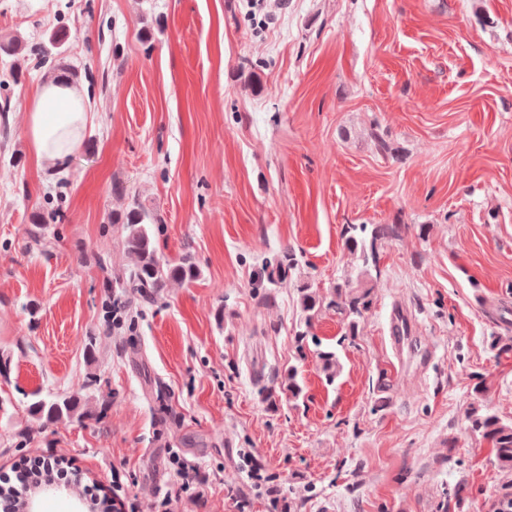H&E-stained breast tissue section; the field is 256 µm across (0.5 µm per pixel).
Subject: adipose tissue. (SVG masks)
<instances>
[{"label": "adipose tissue", "instance_id": "obj_1", "mask_svg": "<svg viewBox=\"0 0 512 512\" xmlns=\"http://www.w3.org/2000/svg\"><path fill=\"white\" fill-rule=\"evenodd\" d=\"M88 121L83 90L72 83L49 79L31 94L26 134L38 163L55 166L77 146Z\"/></svg>", "mask_w": 512, "mask_h": 512}]
</instances>
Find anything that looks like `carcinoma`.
<instances>
[{
  "mask_svg": "<svg viewBox=\"0 0 512 512\" xmlns=\"http://www.w3.org/2000/svg\"><path fill=\"white\" fill-rule=\"evenodd\" d=\"M68 40L66 28L61 27L50 34L48 43L33 49V55L41 63L55 59L63 53L62 47ZM148 215L133 203L123 216L112 217V223L121 224L126 231L125 245L127 252L135 259V267L130 278L129 287L142 292L154 294L165 287L170 280L191 283L199 278V269L185 256L180 262L170 264L158 254L157 247L149 230L145 227ZM399 224H348L343 232L344 249L355 255L359 261L355 279H348L333 288L331 298L321 296L309 284L300 286L301 307L305 313V329L295 331V342L302 349L313 343L315 355L326 382L332 384L340 376L342 365L336 351L322 347V342L311 332L314 317L322 310L329 309L340 317L344 332L336 341L342 347L345 342L353 340L359 333L360 323L370 306L369 282L373 271L378 267L379 247L382 242L399 236ZM298 265L294 251L287 249L277 261L274 269H266V281L276 284L282 273ZM80 401L76 394H50L28 405L32 417L46 423H59L73 419L78 415ZM469 428L486 440L492 448V464L498 472L512 475V420L505 421L494 414H481L473 408L467 414ZM492 512H512V481L504 480L500 484L498 496L492 505Z\"/></svg>",
  "mask_w": 512,
  "mask_h": 512,
  "instance_id": "1",
  "label": "carcinoma"
}]
</instances>
